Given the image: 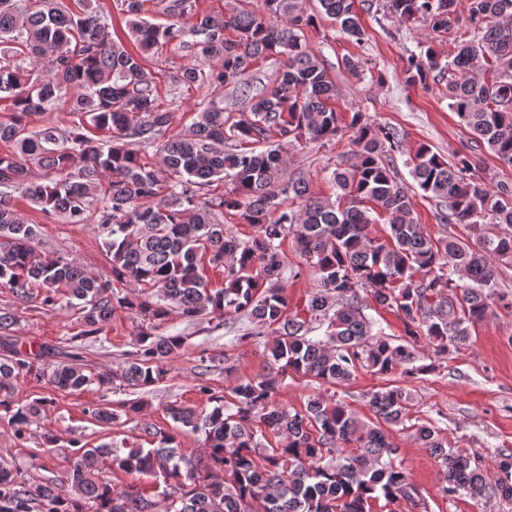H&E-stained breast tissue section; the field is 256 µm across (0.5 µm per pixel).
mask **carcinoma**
I'll use <instances>...</instances> for the list:
<instances>
[{"mask_svg":"<svg viewBox=\"0 0 512 512\" xmlns=\"http://www.w3.org/2000/svg\"><path fill=\"white\" fill-rule=\"evenodd\" d=\"M0 0V100L11 101L0 117V284L20 301L44 289L42 304L80 311L94 336L127 308L146 326L136 350L108 375L86 374L78 364L50 370L4 347L0 356V406L11 415L16 438L27 439L32 419L48 399L14 405L11 380L22 374L77 391L95 381L145 388L162 380L166 359L186 337L155 334L170 316L194 322L232 310L274 327L267 341L268 369L239 381L231 400L207 415L173 405V421L205 436V456H185L165 434L148 451L72 441L71 487L36 480L20 465L0 462V512H375L380 502L418 506L419 489L393 460L397 448L387 429L405 424L413 400L408 383L435 368L421 364L420 344L446 358L470 342L498 294V261L512 259V184L487 186L469 155L449 160L427 145L412 158L414 184L400 181L394 156L404 133L355 112L351 158L331 181L336 201L311 195L305 177L286 173L284 152L302 140L325 144L344 126L334 106L336 82L325 60L308 45L305 31L318 16L361 43L365 30L355 0H317L311 14L303 0H233L221 10H201L199 0H116L136 50L112 38L108 14L87 0ZM363 10L383 9L398 22L422 21L434 34L455 31L443 58L425 41L410 52L405 82L448 80V108L473 140L512 166V0H360ZM166 18H147L148 4ZM173 46L186 63L166 75L183 92L230 86L246 106L225 114L213 101L196 112L189 131L171 134L173 111L163 106L161 71L148 60ZM280 62L276 85L249 80L251 66ZM65 118H51L61 108ZM104 134L97 141L91 134ZM159 158L161 167L147 161ZM223 193L202 196L214 183ZM437 201L441 224H485L475 246L463 239L433 238L413 218L416 191ZM19 193L41 212L66 224H94L104 236L112 279L102 281L62 255L36 250L37 231L14 203ZM292 205H286L287 201ZM301 206L294 207L295 203ZM229 215L255 227L247 239L224 229ZM385 217L389 233H371ZM319 274L310 297L314 320L325 336L308 337L311 323L288 311L281 249L287 236ZM223 269L224 286L210 287L204 264ZM468 283L461 285L459 281ZM140 295L121 296L117 285ZM395 312L404 336L395 344L362 312L359 291ZM360 369L398 375L370 394L374 420L348 405L319 396L287 409L274 396L288 373L328 384L351 380ZM415 435L442 470V492L512 498V486L489 480L477 457L448 447L438 428L414 423ZM276 446L261 452L265 434ZM122 471L161 473L171 491L147 495L116 489L101 478L105 462ZM206 474L207 483L187 486Z\"/></svg>","mask_w":512,"mask_h":512,"instance_id":"1","label":"carcinoma"}]
</instances>
